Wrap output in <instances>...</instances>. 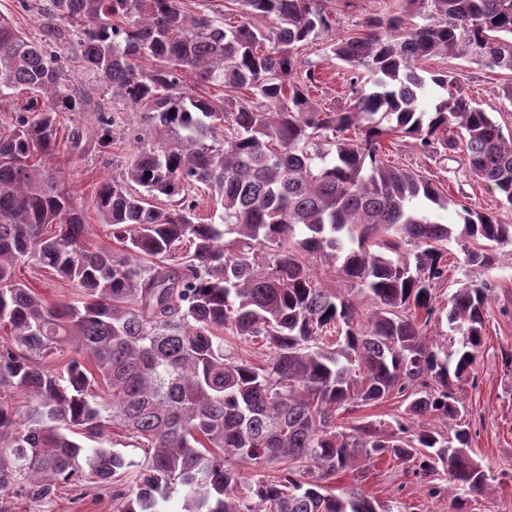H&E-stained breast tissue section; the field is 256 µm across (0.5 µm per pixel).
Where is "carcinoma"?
I'll return each mask as SVG.
<instances>
[{
    "mask_svg": "<svg viewBox=\"0 0 512 512\" xmlns=\"http://www.w3.org/2000/svg\"><path fill=\"white\" fill-rule=\"evenodd\" d=\"M237 2L241 20L224 26L183 0H20L77 26L85 72L137 107L154 139L94 188L115 251L86 243L72 192L46 165L62 114L82 110L54 50L69 38L50 26L34 42L0 14V95L43 97L0 129V332L9 337L0 347V512L21 503L44 512L68 485L127 480L118 512H160L179 493L184 512H382L328 483L387 454L424 475L441 465L461 494L486 486L482 464L460 453L470 432L452 379L476 362L487 285L467 282L448 298L454 349L422 339L416 311L434 313L448 243L466 266L486 268L496 247L512 244V224L465 204L460 223L439 222L434 211L451 199L384 163L380 149L395 135L429 151L454 128L448 149L512 208V134L459 90L456 74L421 68L444 57L512 72V0H398L386 20L336 36L329 50L351 90L336 110L310 96L318 73L299 55L335 29L328 0ZM431 84L446 95L426 112L419 101ZM212 86L224 88L223 101L202 92ZM351 129L356 138L340 137ZM112 141L103 119L94 146ZM191 187L220 202L221 223L194 221L183 197ZM161 196L179 200L166 209ZM311 258L350 284L348 294L324 287ZM22 261L72 283L79 300H43L16 280ZM223 332L261 339L268 358L226 351ZM71 348L90 354L93 369ZM21 394L33 403L16 406ZM392 394L407 401L394 432L382 421L348 432L336 423L340 411ZM429 417L449 430L427 426ZM110 424L149 448L139 464L77 440L95 443ZM274 464L281 473L268 480L261 471Z\"/></svg>",
    "mask_w": 512,
    "mask_h": 512,
    "instance_id": "1",
    "label": "carcinoma"
}]
</instances>
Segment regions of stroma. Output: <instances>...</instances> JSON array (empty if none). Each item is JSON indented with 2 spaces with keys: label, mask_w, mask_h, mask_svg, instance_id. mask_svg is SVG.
<instances>
[{
  "label": "stroma",
  "mask_w": 512,
  "mask_h": 512,
  "mask_svg": "<svg viewBox=\"0 0 512 512\" xmlns=\"http://www.w3.org/2000/svg\"><path fill=\"white\" fill-rule=\"evenodd\" d=\"M395 0H331L336 12V30L348 35L359 32L366 17L386 13ZM329 34H322L301 54L302 62L317 69L321 82L317 95L329 108L346 106L350 92L344 82V67L328 51ZM62 61L71 76L80 81L87 102L81 112L64 114L60 131L78 127L97 130L100 119L113 123L114 141L109 148L70 156L66 141H59L54 166L63 171L64 180L74 195L87 226L86 241L94 248L115 249L111 227L102 224L95 208L92 187L95 183L119 177L137 144L142 114L121 97L113 95L99 79L84 75L76 56L64 54ZM432 71L458 72L463 92L492 112L504 130L512 131V99L506 95L512 86V73L489 70L463 59L426 61ZM391 163L423 174L441 184L452 198L448 209L437 211L444 224L458 221V204L464 203L512 224V208L501 207L496 195L473 180L460 153L442 157L416 149L411 141L390 137L383 142ZM456 243H449L447 271L434 284L435 313L422 326V334L444 345L454 344L456 336L448 328L443 309L460 283L485 281L491 292L485 312L483 344L471 375L453 388L463 397L468 409L473 458L490 470L492 480L484 492L468 495L457 502L447 491L442 469L428 474L416 471L413 462L387 456L365 461L359 471L336 475L333 488L354 490L388 506L389 512H512V244L498 247L495 261L485 269L466 267ZM16 277L49 302L71 301L78 293L63 278L49 269L31 263L16 268ZM119 502L109 485L90 484L68 488L45 512H118Z\"/></svg>",
  "instance_id": "stroma-1"
}]
</instances>
